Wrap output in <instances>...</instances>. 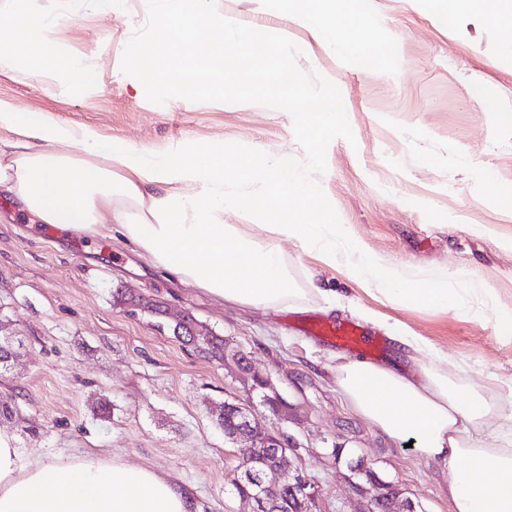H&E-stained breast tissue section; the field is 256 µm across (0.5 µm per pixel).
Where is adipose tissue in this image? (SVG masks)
Here are the masks:
<instances>
[{"mask_svg":"<svg viewBox=\"0 0 512 512\" xmlns=\"http://www.w3.org/2000/svg\"><path fill=\"white\" fill-rule=\"evenodd\" d=\"M291 14L325 44L359 57L364 35L377 25L373 0H265ZM437 20L453 26L460 11L484 13L512 46V0H431ZM66 13H28L22 41L32 64L64 89L83 91L99 75L55 39ZM80 145L73 155L71 145ZM260 183L257 213L265 237L224 212L241 202L238 187ZM0 190L41 224L86 235L111 223L152 267L209 296L276 310L295 300L281 240L314 249L326 264L346 256L349 274L382 286L389 298L451 306L447 288L406 277L364 250L326 208L319 183L297 175L287 156L228 161L223 141L200 148L185 142L160 153L104 139L89 127L60 123L51 113L0 101ZM390 339L413 360L412 373L364 360L336 368L345 402L388 437L415 440L417 455L448 470L454 512H512V449L497 447L481 427L495 407L479 391L420 363L431 345L398 326ZM0 512H198L191 494L148 465L94 453L44 460L0 431Z\"/></svg>","mask_w":512,"mask_h":512,"instance_id":"adipose-tissue-1","label":"adipose tissue"}]
</instances>
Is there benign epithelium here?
I'll list each match as a JSON object with an SVG mask.
<instances>
[{
  "instance_id": "obj_1",
  "label": "benign epithelium",
  "mask_w": 512,
  "mask_h": 512,
  "mask_svg": "<svg viewBox=\"0 0 512 512\" xmlns=\"http://www.w3.org/2000/svg\"><path fill=\"white\" fill-rule=\"evenodd\" d=\"M230 359L237 378L272 395L273 416L286 421L293 415V405L276 391L269 377L253 370L238 351L231 353ZM232 411L237 414V427L224 431V437L239 461L237 474L249 479L239 497L251 503V512H296V501H317L318 490L296 463V443L269 427L267 417L250 407L226 401L217 409V418L222 421ZM400 496L396 485L377 481V493L367 512H416V505Z\"/></svg>"
}]
</instances>
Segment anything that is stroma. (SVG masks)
Here are the masks:
<instances>
[{
	"label": "stroma",
	"instance_id": "1",
	"mask_svg": "<svg viewBox=\"0 0 512 512\" xmlns=\"http://www.w3.org/2000/svg\"><path fill=\"white\" fill-rule=\"evenodd\" d=\"M223 2L228 16L293 40L303 50L299 69L339 88L356 141L338 138L328 147L327 170L316 177L327 204L371 253L414 276L447 281L453 308L386 299L295 240L281 244L294 287L314 281L335 291V310L317 297L277 311L234 307L166 279L109 226L91 237L35 224L0 194V336L20 344L0 375V399L15 400L20 412L0 427L46 459L100 451L152 466L186 488L199 512H250L233 489L238 461L215 410L227 399L258 402V395L222 362L184 348L154 317L115 302L123 290L191 313L271 377L297 410L273 426L299 442L319 512H366L372 485L350 471L357 461L402 490L418 512H453L440 466L420 460L405 439L375 430L342 399L336 366L348 351L300 333L288 317L358 323L383 342L362 359L386 365L400 358L384 326L400 324L439 351L437 370L497 402L502 417L492 426L512 432V334L501 329L502 315L512 314V219L491 186L512 183V126L497 114L512 110V49L481 14L464 12L450 30L427 0H374L378 36L398 52L363 68L260 0ZM57 5L69 16L58 45L95 66L102 89L61 91L50 74L0 51L1 100L153 152L220 139L230 153L304 159L289 113L146 99L122 72L119 49L145 26L147 0H124L109 17L86 0H34L40 10ZM103 397L111 404L107 418L97 412Z\"/></svg>",
	"mask_w": 512,
	"mask_h": 512
}]
</instances>
